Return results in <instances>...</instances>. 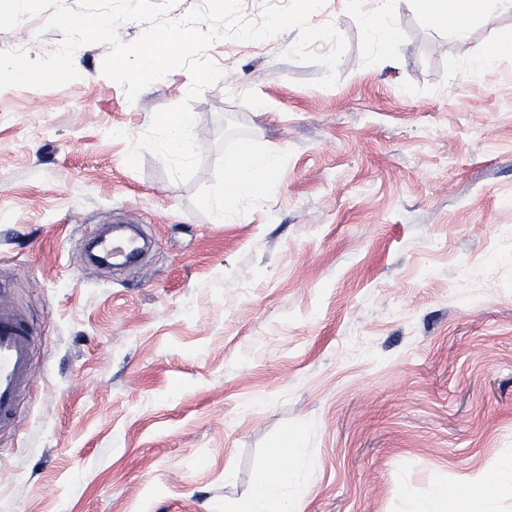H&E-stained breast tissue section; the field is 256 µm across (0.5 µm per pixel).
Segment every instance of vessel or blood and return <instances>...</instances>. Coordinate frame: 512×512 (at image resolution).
Wrapping results in <instances>:
<instances>
[{
  "label": "vessel or blood",
  "instance_id": "1",
  "mask_svg": "<svg viewBox=\"0 0 512 512\" xmlns=\"http://www.w3.org/2000/svg\"><path fill=\"white\" fill-rule=\"evenodd\" d=\"M94 244L99 254L121 262L140 250L134 236L101 235ZM35 340L30 321L0 300V433L14 429L21 398L33 382Z\"/></svg>",
  "mask_w": 512,
  "mask_h": 512
}]
</instances>
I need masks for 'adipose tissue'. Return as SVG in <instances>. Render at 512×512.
<instances>
[{"label":"adipose tissue","instance_id":"adipose-tissue-1","mask_svg":"<svg viewBox=\"0 0 512 512\" xmlns=\"http://www.w3.org/2000/svg\"><path fill=\"white\" fill-rule=\"evenodd\" d=\"M282 165L280 154L256 152L246 149L237 152L224 162V192L210 201L219 220H230L241 201L262 198L265 183ZM304 457L300 448H280L274 456L271 470L253 493L245 506L230 503L225 512H281V505L288 499L294 486V472L298 461Z\"/></svg>","mask_w":512,"mask_h":512}]
</instances>
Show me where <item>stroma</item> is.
<instances>
[{
	"label": "stroma",
	"instance_id": "obj_1",
	"mask_svg": "<svg viewBox=\"0 0 512 512\" xmlns=\"http://www.w3.org/2000/svg\"><path fill=\"white\" fill-rule=\"evenodd\" d=\"M490 8L473 0L460 37L393 0L380 48L362 0H326L310 23L346 42L331 88L289 56L297 30L215 41L187 181L126 156L188 69L131 101L89 44L79 79L0 90V287L38 332L0 512H224L288 437L308 456L288 512H416L474 475L483 512H512V55L467 67L512 37ZM43 22L0 30V52L54 50ZM245 146L282 166L217 222ZM125 223L153 252L91 265L87 237Z\"/></svg>",
	"mask_w": 512,
	"mask_h": 512
}]
</instances>
